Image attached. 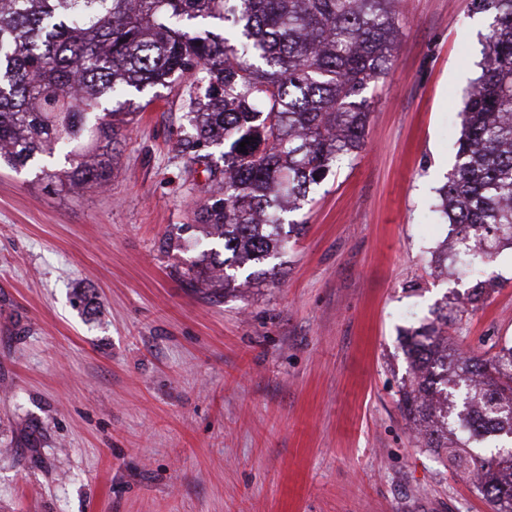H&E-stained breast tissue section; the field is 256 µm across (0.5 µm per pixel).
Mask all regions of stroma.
I'll list each match as a JSON object with an SVG mask.
<instances>
[{"label": "stroma", "mask_w": 512, "mask_h": 512, "mask_svg": "<svg viewBox=\"0 0 512 512\" xmlns=\"http://www.w3.org/2000/svg\"><path fill=\"white\" fill-rule=\"evenodd\" d=\"M491 22L400 0L365 147L289 213L282 275L226 295L186 285L208 244L183 91L136 115L107 186L0 167V512H491L398 406L399 333L441 307L467 347L512 342V249L432 263ZM480 276L501 285L473 303Z\"/></svg>", "instance_id": "stroma-1"}]
</instances>
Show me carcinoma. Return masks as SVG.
Instances as JSON below:
<instances>
[{
  "mask_svg": "<svg viewBox=\"0 0 512 512\" xmlns=\"http://www.w3.org/2000/svg\"><path fill=\"white\" fill-rule=\"evenodd\" d=\"M399 0H0V163L71 187L104 186L131 116L185 87L179 152L203 167L196 213L221 249L187 287L263 282L299 232L300 208L333 164L365 145L371 102L397 48ZM492 17L467 92L457 159L435 212L481 265L512 246V0H473ZM222 24L216 34L202 28ZM247 142V152L240 143ZM223 148L219 158L201 153ZM62 153L66 169L46 158ZM399 390L423 447L476 472L492 512H512V344L486 357L448 343V314L408 330Z\"/></svg>",
  "mask_w": 512,
  "mask_h": 512,
  "instance_id": "cac0c4a2",
  "label": "carcinoma"
}]
</instances>
